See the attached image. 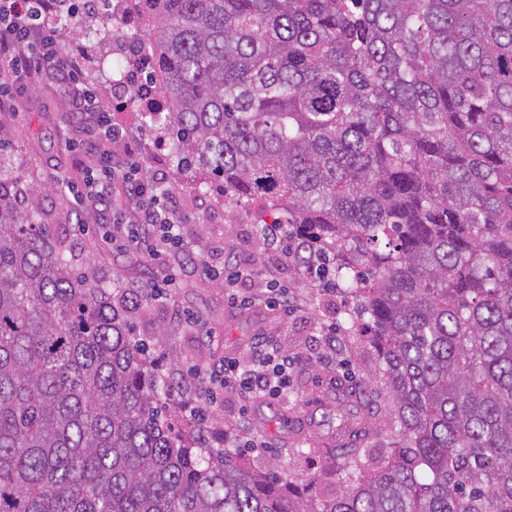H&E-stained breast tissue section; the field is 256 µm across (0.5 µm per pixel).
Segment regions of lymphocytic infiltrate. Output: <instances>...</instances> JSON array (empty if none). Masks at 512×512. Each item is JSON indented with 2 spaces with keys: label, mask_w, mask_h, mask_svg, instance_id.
<instances>
[{
  "label": "lymphocytic infiltrate",
  "mask_w": 512,
  "mask_h": 512,
  "mask_svg": "<svg viewBox=\"0 0 512 512\" xmlns=\"http://www.w3.org/2000/svg\"><path fill=\"white\" fill-rule=\"evenodd\" d=\"M107 0H0V112L11 113L28 83L47 77L68 103L79 127L69 148L84 164L81 182H66L75 207L97 224L104 239L120 250H136L154 261H167L190 251L183 227L187 219L180 191L170 169L150 164L133 147V134L112 119L121 102L104 103L86 70L90 56L84 47L64 52L52 18L65 15L81 21L109 14ZM203 275L223 281L233 305L247 308L257 300L266 307L289 309L288 286L273 283L263 296L251 287L257 273L241 263L217 269L200 264ZM298 358L289 354L274 335L255 341L245 358L225 357L208 365V395L231 390L242 399L286 395Z\"/></svg>",
  "instance_id": "lymphocytic-infiltrate-1"
}]
</instances>
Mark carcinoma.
<instances>
[{"label":"carcinoma","mask_w":512,"mask_h":512,"mask_svg":"<svg viewBox=\"0 0 512 512\" xmlns=\"http://www.w3.org/2000/svg\"><path fill=\"white\" fill-rule=\"evenodd\" d=\"M127 2L169 103L141 120L321 265L394 448L351 388L331 492L175 424L148 293L76 271L0 164V512H512V0Z\"/></svg>","instance_id":"cac0c4a2"}]
</instances>
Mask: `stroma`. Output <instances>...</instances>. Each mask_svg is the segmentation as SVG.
Returning a JSON list of instances; mask_svg holds the SVG:
<instances>
[{"label": "stroma", "instance_id": "obj_1", "mask_svg": "<svg viewBox=\"0 0 512 512\" xmlns=\"http://www.w3.org/2000/svg\"><path fill=\"white\" fill-rule=\"evenodd\" d=\"M118 37L94 45L89 80L103 100L113 96V59L124 57L126 39L135 29L133 16L119 10ZM75 135L66 104L51 82L36 79L29 84L17 113L0 114V152L8 157L14 176L24 187L39 191L44 223L52 237H63L76 249L87 252L100 281L119 280L126 287H142L176 275L178 289L169 301L150 303L134 318L137 338L149 343L151 358L160 359V372H187L193 365L208 366L225 356H246L247 345L264 332L278 333L281 343L298 356L287 398L262 397L242 400L221 393L205 421L210 439L236 438L241 417H248L250 434L262 441L259 449L242 454L260 468L283 469L292 480L320 476L326 488L338 486L340 476L326 451L336 445V429L342 405L337 383L358 386L378 371L375 352L364 344L351 343L346 335L344 299L318 287L305 269L264 249L256 233L257 210L251 205L224 202V184L206 168L175 173L184 189L189 221L184 233L193 245V259L175 271L161 263L147 262L136 254L118 255L111 243L95 232H84L75 219L73 198L53 188L57 172L80 179L82 172L67 143ZM220 268L240 262L256 266L262 277L287 283L294 297L289 313L264 306L240 309L228 300L223 288L200 275L197 261ZM190 313L196 325L176 319L175 310ZM336 332V349L326 352L323 335Z\"/></svg>", "mask_w": 512, "mask_h": 512}]
</instances>
